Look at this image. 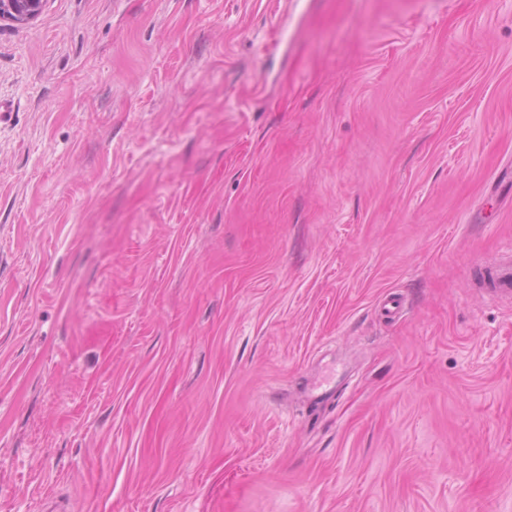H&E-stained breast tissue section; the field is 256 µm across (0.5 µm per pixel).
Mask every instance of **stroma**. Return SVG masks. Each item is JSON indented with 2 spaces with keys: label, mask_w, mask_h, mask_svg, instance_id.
I'll return each mask as SVG.
<instances>
[{
  "label": "stroma",
  "mask_w": 512,
  "mask_h": 512,
  "mask_svg": "<svg viewBox=\"0 0 512 512\" xmlns=\"http://www.w3.org/2000/svg\"><path fill=\"white\" fill-rule=\"evenodd\" d=\"M510 250L512 0H47L0 27V512H512ZM484 276L489 281L486 288L491 291V296L496 298L501 294L512 293V253L501 256L494 264L484 271Z\"/></svg>",
  "instance_id": "35a3bbf8"
}]
</instances>
